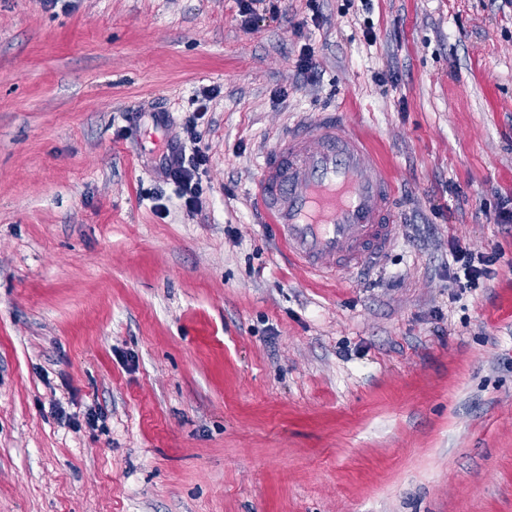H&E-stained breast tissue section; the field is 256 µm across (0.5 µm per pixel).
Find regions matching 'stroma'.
<instances>
[{"mask_svg":"<svg viewBox=\"0 0 512 512\" xmlns=\"http://www.w3.org/2000/svg\"><path fill=\"white\" fill-rule=\"evenodd\" d=\"M207 90L191 212L160 146ZM305 112L394 178L365 279L288 264L255 217ZM504 208L501 0H0V512H512ZM455 243L496 275L449 287Z\"/></svg>","mask_w":512,"mask_h":512,"instance_id":"35a3bbf8","label":"stroma"}]
</instances>
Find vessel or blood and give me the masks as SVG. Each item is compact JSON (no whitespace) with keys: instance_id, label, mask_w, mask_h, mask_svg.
<instances>
[{"instance_id":"b4317fda","label":"vessel or blood","mask_w":512,"mask_h":512,"mask_svg":"<svg viewBox=\"0 0 512 512\" xmlns=\"http://www.w3.org/2000/svg\"><path fill=\"white\" fill-rule=\"evenodd\" d=\"M394 185L341 114L302 116L267 150L254 181L260 221L283 254L318 275L383 263L395 244Z\"/></svg>"}]
</instances>
